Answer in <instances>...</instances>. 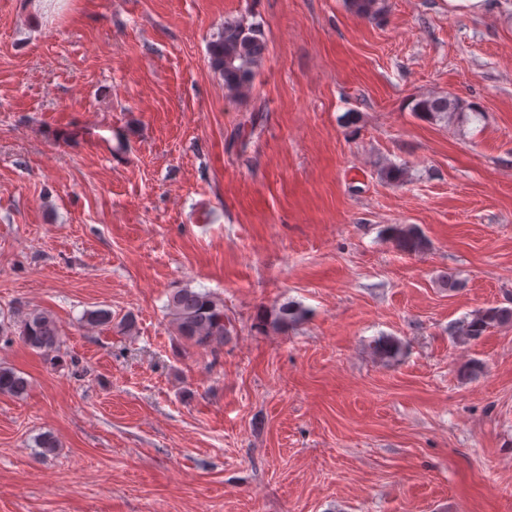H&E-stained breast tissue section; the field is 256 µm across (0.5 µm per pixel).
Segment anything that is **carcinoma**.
Segmentation results:
<instances>
[{"mask_svg": "<svg viewBox=\"0 0 512 512\" xmlns=\"http://www.w3.org/2000/svg\"><path fill=\"white\" fill-rule=\"evenodd\" d=\"M348 7L358 17L368 20H376L388 12L387 0H348ZM266 51L258 25L227 19L209 45L210 66L223 78L224 88L230 95L243 97L251 91ZM414 110L429 119H446L451 112L464 111V105L456 97L427 96L417 100ZM393 236L397 246L408 253H420L429 246L425 236L412 225L394 228ZM168 308L178 334L198 347L214 351L231 334L233 325L224 316V301L208 292L179 288L171 293ZM303 317L304 310L289 301L280 306L277 325L287 327ZM84 321L91 327L108 326L112 324V311H89ZM506 324H512L511 307H488L460 321L452 327L450 335L465 345L478 340L489 329ZM15 338L52 363L64 343L57 318L39 308H29L15 320H0V341L9 344ZM402 349V342L393 336L379 337L372 347L382 360L397 358ZM29 389L30 381L21 372L0 365V395L22 399Z\"/></svg>", "mask_w": 512, "mask_h": 512, "instance_id": "obj_1", "label": "carcinoma"}]
</instances>
